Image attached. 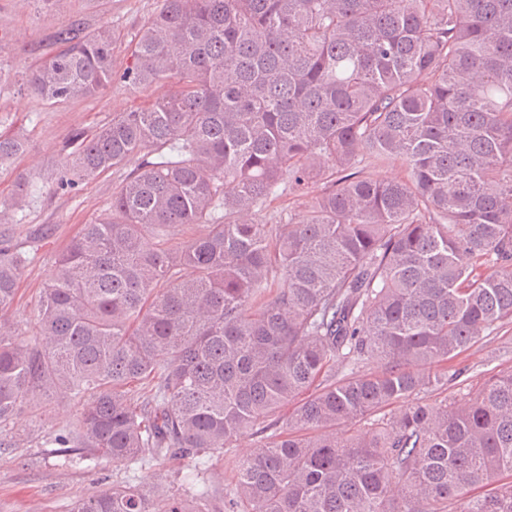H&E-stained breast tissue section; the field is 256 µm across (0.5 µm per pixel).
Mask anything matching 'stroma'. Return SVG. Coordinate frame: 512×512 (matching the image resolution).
<instances>
[{
  "label": "stroma",
  "instance_id": "stroma-1",
  "mask_svg": "<svg viewBox=\"0 0 512 512\" xmlns=\"http://www.w3.org/2000/svg\"><path fill=\"white\" fill-rule=\"evenodd\" d=\"M161 0H0V134L23 139L25 147L0 165V200L10 198L17 175L41 186L20 215L0 212V231L14 242L34 240L38 249L23 269L17 285L14 320L26 325L34 315L41 289L54 273L55 259L82 229L109 212L112 193L125 170L108 171L83 189L56 192L54 178L70 152L75 133H92L113 113L148 104L150 93L108 88L100 96L51 105L22 86L27 71L45 62L57 49L58 29L78 20L85 32L114 29L116 67H124L131 37L154 14ZM462 382H450L429 394H418L431 405L455 399L460 387L475 388L500 370L512 369V324L481 336L462 354ZM82 403L53 395L26 402L12 420L0 425V512H70L75 501L102 487L134 482L147 494L164 489L182 494L178 480L188 474L190 459H168L142 470L101 462L92 467H63L45 447L49 435L76 427ZM262 439L242 437L212 456L207 478L212 494L194 501L197 512H226L224 495L231 482L230 462L260 451Z\"/></svg>",
  "mask_w": 512,
  "mask_h": 512
}]
</instances>
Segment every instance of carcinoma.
I'll return each mask as SVG.
<instances>
[{
	"label": "carcinoma",
	"instance_id": "carcinoma-1",
	"mask_svg": "<svg viewBox=\"0 0 512 512\" xmlns=\"http://www.w3.org/2000/svg\"><path fill=\"white\" fill-rule=\"evenodd\" d=\"M55 42L23 82L52 104L171 88L65 159L63 194L134 168L26 332L30 253L0 233V424L73 395L79 428L45 441L64 464L185 457L196 476L263 436L232 462L228 512H512V370L383 413L512 323V0H162L121 72L107 28ZM23 147L0 137V164ZM40 191L20 177L8 208ZM185 224L207 232L170 244ZM72 512L192 510L114 485Z\"/></svg>",
	"mask_w": 512,
	"mask_h": 512
}]
</instances>
